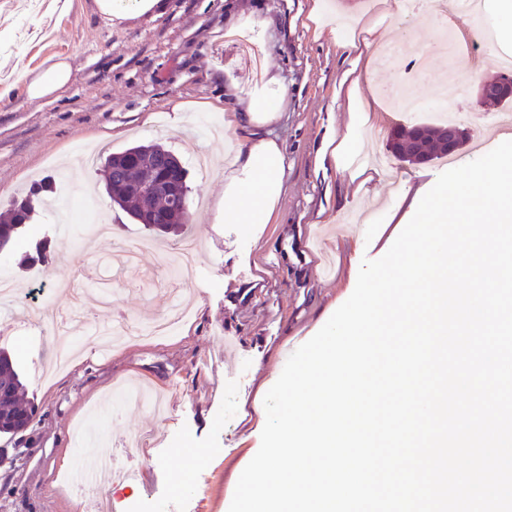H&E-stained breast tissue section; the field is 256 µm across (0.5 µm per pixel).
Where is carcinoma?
<instances>
[{
  "label": "carcinoma",
  "instance_id": "cac0c4a2",
  "mask_svg": "<svg viewBox=\"0 0 512 512\" xmlns=\"http://www.w3.org/2000/svg\"><path fill=\"white\" fill-rule=\"evenodd\" d=\"M147 155L151 156L154 165L158 167L177 159L170 149L160 143H136L110 154L104 163L106 188L112 203L136 223L140 222L143 210H154L159 206L154 200H141L127 193L126 182L131 175L129 163ZM41 191L42 187L38 186L32 190L31 196L11 203L7 209V220L0 222V243L4 246L11 245L22 226L31 219L35 211L32 197ZM35 413V406L24 401V383L15 360L10 353L0 348V435H13L18 429L27 427Z\"/></svg>",
  "mask_w": 512,
  "mask_h": 512
}]
</instances>
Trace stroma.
I'll return each instance as SVG.
<instances>
[{
	"mask_svg": "<svg viewBox=\"0 0 512 512\" xmlns=\"http://www.w3.org/2000/svg\"><path fill=\"white\" fill-rule=\"evenodd\" d=\"M157 14L103 19L94 0H0V204L40 177H50L54 204L39 210L8 250L0 273L22 291L43 289L28 315L0 312V334L19 363L26 394L38 411L26 431L0 435V512H77L61 473L93 467L108 454L116 466L141 474L135 484L113 485L112 512H227L239 476L257 453L264 424L262 382H274L286 355L308 341L322 321L352 294L363 258L383 256L400 234L402 185L435 184L447 159L399 161L388 148L394 128L438 123L442 109H459L469 136L458 159L491 151L502 129H512V101L481 103V83L495 79L496 46L463 48V34L441 14L402 11L379 16L373 0H328L323 25L308 20L314 0H164ZM253 14L266 24L264 67L279 74L288 107L270 129L285 156L279 212L263 226L217 223L224 146L206 133L224 120V79L257 76L224 38L230 15ZM377 24L383 40L404 39L427 52L431 67L419 75L412 60L395 67L372 63L363 41L347 45L352 18ZM65 59L70 82L52 98L29 99L26 76ZM375 115L366 135L349 112V71ZM464 78L460 98L447 92L449 74ZM403 83L424 108L406 114L385 99L386 84ZM183 121L174 124L175 110ZM357 145L355 166L384 162L367 182L353 169L319 159L327 135ZM167 144L188 170L186 234H155L110 206L96 168L77 169L81 144L116 152L134 143ZM91 205L112 226V237L92 235L80 206ZM69 223L71 234L56 227ZM198 239L210 283L186 285L193 311L171 336L131 339L111 351L84 345L66 369L45 375L62 345L44 316L67 310L56 280L92 272L84 307L98 319L124 314L129 329L157 318L161 298L176 282L164 257L182 236ZM47 245V265H19L22 254ZM136 383L161 396L154 413L113 405L101 426V447L73 444L75 425L103 403L115 386ZM185 473L184 487L172 482Z\"/></svg>",
	"mask_w": 512,
	"mask_h": 512,
	"instance_id": "1",
	"label": "stroma"
}]
</instances>
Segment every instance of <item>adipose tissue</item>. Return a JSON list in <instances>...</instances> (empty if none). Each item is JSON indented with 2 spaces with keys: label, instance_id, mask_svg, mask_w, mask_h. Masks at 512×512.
<instances>
[{
  "label": "adipose tissue",
  "instance_id": "adipose-tissue-1",
  "mask_svg": "<svg viewBox=\"0 0 512 512\" xmlns=\"http://www.w3.org/2000/svg\"><path fill=\"white\" fill-rule=\"evenodd\" d=\"M226 131L250 135L224 161L226 224L270 223L283 193L284 153L266 128L277 122L288 105V91L278 74L265 71L260 82L242 86L235 78L224 84Z\"/></svg>",
  "mask_w": 512,
  "mask_h": 512
}]
</instances>
